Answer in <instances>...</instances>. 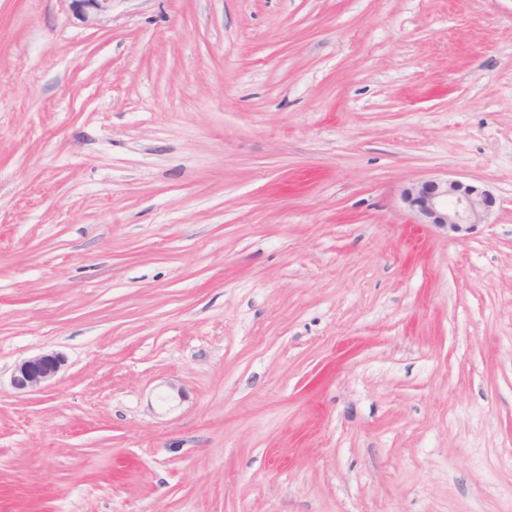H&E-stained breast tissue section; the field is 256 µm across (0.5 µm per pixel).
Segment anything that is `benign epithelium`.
<instances>
[{"label": "benign epithelium", "instance_id": "7a95c632", "mask_svg": "<svg viewBox=\"0 0 512 512\" xmlns=\"http://www.w3.org/2000/svg\"><path fill=\"white\" fill-rule=\"evenodd\" d=\"M84 23L99 24L112 13L113 0H71ZM405 203L420 223L431 224L456 236H466L490 215L495 197L486 189L459 180L427 179L405 188ZM63 359L57 354L37 355L16 365L11 384L22 393L37 392L59 373Z\"/></svg>", "mask_w": 512, "mask_h": 512}]
</instances>
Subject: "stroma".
I'll return each mask as SVG.
<instances>
[{"label":"stroma","instance_id":"1","mask_svg":"<svg viewBox=\"0 0 512 512\" xmlns=\"http://www.w3.org/2000/svg\"><path fill=\"white\" fill-rule=\"evenodd\" d=\"M0 512H512V0H0ZM114 0H71L74 11L84 23L99 24L112 13ZM402 197L419 216V223L460 237L483 224L495 205L490 191L448 178L414 183L403 190ZM63 359L57 354L37 355L16 365L11 384L22 393L37 392L59 373Z\"/></svg>","mask_w":512,"mask_h":512}]
</instances>
